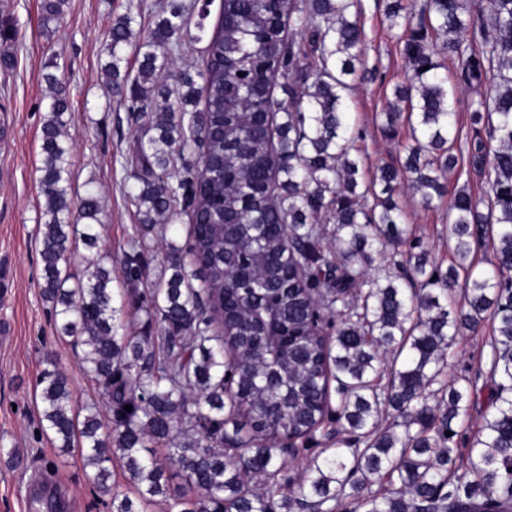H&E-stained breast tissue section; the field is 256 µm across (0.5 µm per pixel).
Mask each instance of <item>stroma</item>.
Listing matches in <instances>:
<instances>
[{"instance_id":"stroma-1","label":"stroma","mask_w":512,"mask_h":512,"mask_svg":"<svg viewBox=\"0 0 512 512\" xmlns=\"http://www.w3.org/2000/svg\"><path fill=\"white\" fill-rule=\"evenodd\" d=\"M222 0H209L208 16L188 17L189 40L174 59V71L201 67L205 41L199 28L213 29ZM126 0H69L63 21L53 31L41 25V0H0V21L9 20L16 36L0 41V446L18 449L19 467L0 456V512H108L87 482L78 453L59 454L51 440L36 432L41 402L35 379L54 357L84 399L102 400L98 385L79 365L78 351L59 338L42 301L36 229L44 198L38 167L49 62L63 68L72 120V194L94 187L101 197L102 247L120 257L135 210L127 198L124 158L136 141V126L122 97L106 85L103 47L112 22ZM369 67L375 79L357 82L348 102L351 122L368 132L361 172L371 178L377 166L402 155L375 123L403 80L405 64L384 16L382 0H361ZM404 221L433 256L448 259V204L423 207L411 192L401 194Z\"/></svg>"}]
</instances>
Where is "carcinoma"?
<instances>
[{"label":"carcinoma","mask_w":512,"mask_h":512,"mask_svg":"<svg viewBox=\"0 0 512 512\" xmlns=\"http://www.w3.org/2000/svg\"><path fill=\"white\" fill-rule=\"evenodd\" d=\"M67 4L42 0L44 29ZM184 12L170 0L145 33L127 0L105 45L106 82L140 132L118 291L106 250L69 271L76 240L97 247L102 206L89 190L73 207L69 98L43 74L40 295L105 404L50 359L40 431L80 452L109 512L174 493L180 512H512V0H386L406 77L379 128L395 140L403 121L412 141L367 184V133L348 112L370 73L360 0H224L202 69L176 76L171 102L161 79ZM451 70L479 91L464 138ZM466 166L484 199L462 187L448 203L444 268L398 192L429 207ZM181 213L194 223L169 247L171 275L139 288ZM487 239L496 263L479 270ZM486 320L485 369L448 380L458 339ZM484 374L487 408L460 440Z\"/></svg>","instance_id":"obj_1"}]
</instances>
